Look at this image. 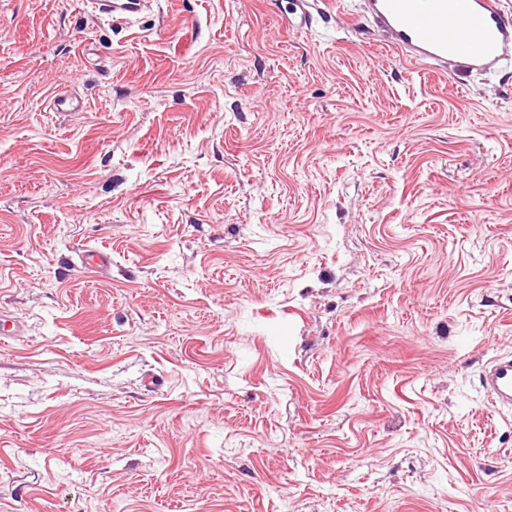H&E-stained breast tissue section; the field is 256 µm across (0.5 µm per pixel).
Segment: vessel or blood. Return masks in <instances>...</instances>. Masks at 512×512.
Listing matches in <instances>:
<instances>
[{"label": "vessel or blood", "instance_id": "b4317fda", "mask_svg": "<svg viewBox=\"0 0 512 512\" xmlns=\"http://www.w3.org/2000/svg\"><path fill=\"white\" fill-rule=\"evenodd\" d=\"M105 13L133 16L151 0H100ZM367 14L409 61L453 73L489 70L512 59V12L502 0H364ZM311 0H285L281 13L304 28ZM486 398L512 408V357L488 362L482 372Z\"/></svg>", "mask_w": 512, "mask_h": 512}]
</instances>
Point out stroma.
Here are the masks:
<instances>
[{"instance_id":"35a3bbf8","label":"stroma","mask_w":512,"mask_h":512,"mask_svg":"<svg viewBox=\"0 0 512 512\" xmlns=\"http://www.w3.org/2000/svg\"><path fill=\"white\" fill-rule=\"evenodd\" d=\"M1 315L0 512H512V62L0 0ZM486 398L497 407L512 408V357L502 356L488 362L482 372Z\"/></svg>"}]
</instances>
